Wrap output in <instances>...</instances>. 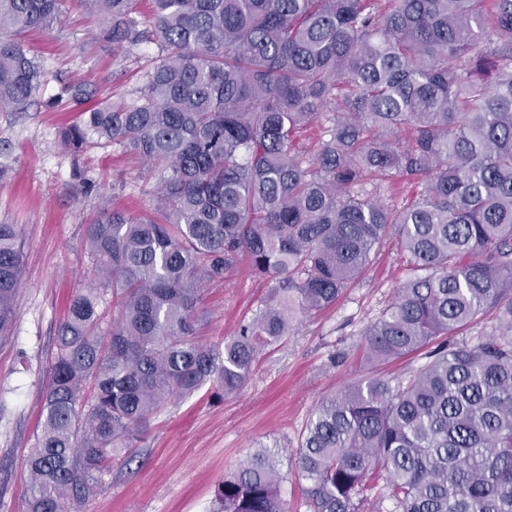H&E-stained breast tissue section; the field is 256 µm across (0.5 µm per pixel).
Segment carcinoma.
Here are the masks:
<instances>
[{"instance_id":"cac0c4a2","label":"carcinoma","mask_w":512,"mask_h":512,"mask_svg":"<svg viewBox=\"0 0 512 512\" xmlns=\"http://www.w3.org/2000/svg\"><path fill=\"white\" fill-rule=\"evenodd\" d=\"M84 2L112 45L152 36L158 58L62 143L136 157L155 208L105 206L86 224L92 278L57 331L24 512H74L167 402L238 393L261 349L392 242L413 274L366 327L364 359L428 361L312 410L296 457L307 508L361 512L382 476L392 512H512V0H151L150 35L135 0ZM61 8L0 0V111L31 106L46 72L21 35ZM321 119L324 139L301 150ZM403 177L418 196L385 203ZM24 256L18 226L0 224V341ZM244 262L269 302L215 351L196 340L202 287ZM489 312L493 333L456 339ZM281 482L258 451L218 483L216 512H288Z\"/></svg>"}]
</instances>
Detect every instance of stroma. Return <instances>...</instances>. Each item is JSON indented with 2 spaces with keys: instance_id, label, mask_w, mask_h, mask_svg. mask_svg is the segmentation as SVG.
<instances>
[{
  "instance_id": "obj_1",
  "label": "stroma",
  "mask_w": 512,
  "mask_h": 512,
  "mask_svg": "<svg viewBox=\"0 0 512 512\" xmlns=\"http://www.w3.org/2000/svg\"><path fill=\"white\" fill-rule=\"evenodd\" d=\"M109 27L82 0H64L51 29L25 38L47 69L34 105L0 112V224L18 225L25 244L12 333L0 342V512L22 509L23 460L39 432L57 329L72 295L89 281L85 226L105 199L134 215L151 205L143 167L121 148L73 152L60 143L61 130L94 101L134 92L157 57L150 42L114 48ZM73 81L89 86L93 100L50 108ZM408 275L400 250L381 249L336 305L260 352L237 394L219 399L206 386L173 400L142 440L121 453L83 512H211L218 481L263 448L277 461L289 512H307L295 464L306 422L322 400L369 373L361 334ZM267 291L244 266L232 282L205 286L207 322L199 341L223 346L242 320L263 308Z\"/></svg>"
}]
</instances>
